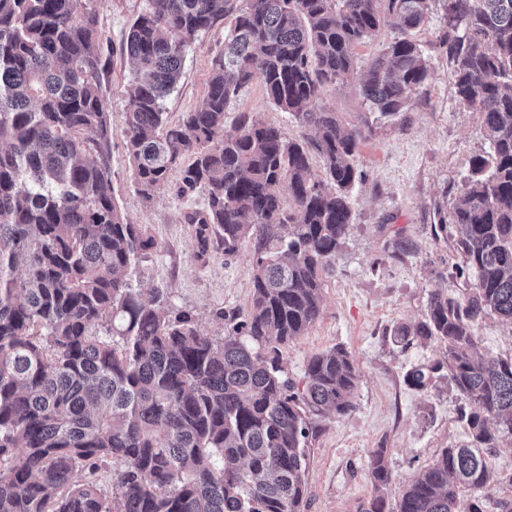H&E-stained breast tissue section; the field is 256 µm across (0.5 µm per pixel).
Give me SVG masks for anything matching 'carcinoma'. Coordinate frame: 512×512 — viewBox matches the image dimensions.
<instances>
[{
	"instance_id": "1",
	"label": "carcinoma",
	"mask_w": 512,
	"mask_h": 512,
	"mask_svg": "<svg viewBox=\"0 0 512 512\" xmlns=\"http://www.w3.org/2000/svg\"><path fill=\"white\" fill-rule=\"evenodd\" d=\"M98 2L0 0V512H304L308 414L350 413L360 374L336 346L307 361L301 385L282 348L320 318L359 146L428 76L415 33L430 0H246L238 11L232 0H146L124 44L132 177L147 199L175 168L178 195L206 192L185 215L200 255L251 242V301L221 338L132 280L158 243L112 194ZM446 11L455 94L481 115L489 152L438 228L454 226L478 280L463 298L432 293L426 319L397 336L445 345V362L407 382L423 388L447 368L473 405L462 415L470 441L441 449L395 506L377 494L360 512H460L461 490L512 485L489 464L512 439V358L477 354L473 333L493 313L512 321V0H446ZM225 19L206 95L169 121L187 48ZM389 24L400 36L366 69L367 111L314 110ZM256 74L314 136L286 139L243 112L224 134L228 104ZM102 468L108 490L92 480ZM369 471L375 490L388 484L385 449Z\"/></svg>"
}]
</instances>
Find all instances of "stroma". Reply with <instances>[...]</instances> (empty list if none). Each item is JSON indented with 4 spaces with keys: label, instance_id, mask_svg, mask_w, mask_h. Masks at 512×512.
<instances>
[{
    "label": "stroma",
    "instance_id": "35a3bbf8",
    "mask_svg": "<svg viewBox=\"0 0 512 512\" xmlns=\"http://www.w3.org/2000/svg\"><path fill=\"white\" fill-rule=\"evenodd\" d=\"M146 0H99L98 22L109 65L103 79L112 130L110 164L115 198L129 223L145 225L158 243L133 272L143 290H159L167 307L192 311L200 329L224 334L218 312L245 309L252 293V249L217 250L197 258L192 228L185 213L203 209L204 190L178 196V172L151 198H143L132 178L127 153L125 107L134 84L132 67L121 51L130 24ZM225 25L198 34L186 51L182 78L167 97L170 120L193 109L207 92L212 62L224 50ZM448 31L442 0H432L425 26L415 38L427 60L428 77L409 107L377 121L358 152L362 173L354 184L352 224L331 257L324 275L321 315L305 335L282 352L289 377L301 380L316 353L344 346L360 373L355 408L338 417L328 413L313 421L316 435L309 448L305 512H358L374 493L368 471L374 449L386 451L391 479L384 488L396 503L407 483L429 465L442 448L466 443L469 428L459 417L466 403L447 377L426 388L406 382L408 371L442 359L444 347L430 341L395 343L392 331L424 320L430 293L465 296L476 283L474 271L462 270L463 259L452 241L436 237L435 224L464 190L470 162L485 154L488 142L478 113L457 99L443 39ZM397 34L386 27L357 49V66L342 86L325 85L320 107L354 118L362 109L358 86L367 66ZM247 112L279 127L289 139L305 130L267 98L260 77L230 101L224 132H236L237 117ZM473 332L482 353L512 354V322L491 315Z\"/></svg>",
    "mask_w": 512,
    "mask_h": 512
}]
</instances>
